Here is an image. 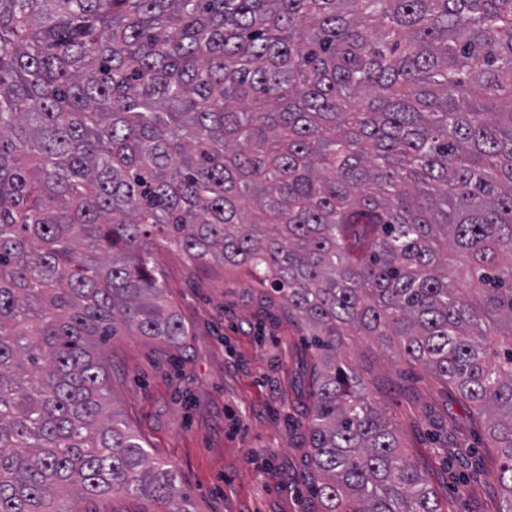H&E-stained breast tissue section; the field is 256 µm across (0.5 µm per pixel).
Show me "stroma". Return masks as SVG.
I'll return each instance as SVG.
<instances>
[{
	"instance_id": "obj_1",
	"label": "stroma",
	"mask_w": 512,
	"mask_h": 512,
	"mask_svg": "<svg viewBox=\"0 0 512 512\" xmlns=\"http://www.w3.org/2000/svg\"><path fill=\"white\" fill-rule=\"evenodd\" d=\"M154 261L189 328L177 347L145 336L104 349L111 404L153 460L174 466L190 512H322L303 425L312 351L270 290L163 249ZM446 512H499L484 435L422 365L368 336L343 348ZM73 512H156L139 497L77 496Z\"/></svg>"
}]
</instances>
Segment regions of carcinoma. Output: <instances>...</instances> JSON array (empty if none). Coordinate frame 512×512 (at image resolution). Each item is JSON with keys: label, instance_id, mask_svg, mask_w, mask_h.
Masks as SVG:
<instances>
[{"label": "carcinoma", "instance_id": "cac0c4a2", "mask_svg": "<svg viewBox=\"0 0 512 512\" xmlns=\"http://www.w3.org/2000/svg\"><path fill=\"white\" fill-rule=\"evenodd\" d=\"M160 247L309 328L324 512H445L356 334L454 391L512 512V0H0V512H190L101 356L189 335ZM73 512H155L161 510L148 499L139 497H114L112 494L88 498L75 495Z\"/></svg>", "mask_w": 512, "mask_h": 512}]
</instances>
